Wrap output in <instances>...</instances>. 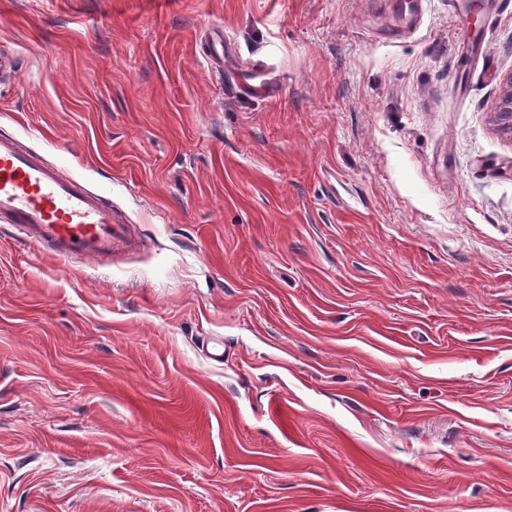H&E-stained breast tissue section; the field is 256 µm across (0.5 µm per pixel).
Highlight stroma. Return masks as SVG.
<instances>
[{
    "instance_id": "1",
    "label": "stroma",
    "mask_w": 512,
    "mask_h": 512,
    "mask_svg": "<svg viewBox=\"0 0 512 512\" xmlns=\"http://www.w3.org/2000/svg\"><path fill=\"white\" fill-rule=\"evenodd\" d=\"M482 8L0 0V135L143 242L65 263L0 223V512H512V0Z\"/></svg>"
}]
</instances>
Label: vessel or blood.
Here are the masks:
<instances>
[{
	"mask_svg": "<svg viewBox=\"0 0 512 512\" xmlns=\"http://www.w3.org/2000/svg\"><path fill=\"white\" fill-rule=\"evenodd\" d=\"M0 223L70 262L136 249L129 227L101 195L57 166L0 138Z\"/></svg>",
	"mask_w": 512,
	"mask_h": 512,
	"instance_id": "1",
	"label": "vessel or blood"
}]
</instances>
